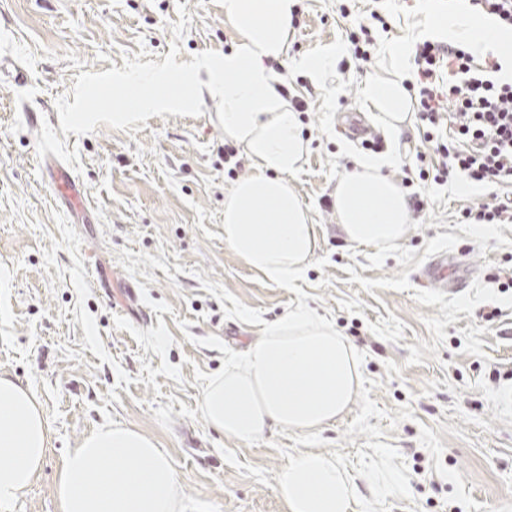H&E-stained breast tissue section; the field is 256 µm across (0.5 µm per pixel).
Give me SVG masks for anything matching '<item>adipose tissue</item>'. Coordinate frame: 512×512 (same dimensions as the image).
Listing matches in <instances>:
<instances>
[{"mask_svg": "<svg viewBox=\"0 0 512 512\" xmlns=\"http://www.w3.org/2000/svg\"><path fill=\"white\" fill-rule=\"evenodd\" d=\"M296 0H224V18L240 33L236 50L210 69L207 83L186 80L170 91L173 104L200 92L219 96L226 138L241 145L254 172L224 192V240L251 270L280 285L300 278L317 236L288 177L309 150L297 112L276 91L266 60L288 42ZM437 32L469 43L473 53L512 48V36L493 20L467 13L445 18ZM392 77L370 82L367 100L391 130L407 118L400 70L403 45H387ZM384 160L360 158L339 179L334 210L339 232L355 246L388 250L408 234L409 205L400 185L384 175ZM361 382L353 345L328 320L299 306L282 315L204 391L211 427L250 439L277 427L300 433L336 421ZM49 436L43 411L28 388L0 372V512L31 485ZM286 512H355L358 486L333 456L304 450L276 478ZM59 512H181L178 478L168 453L140 431L94 429L63 460L56 487Z\"/></svg>", "mask_w": 512, "mask_h": 512, "instance_id": "obj_1", "label": "adipose tissue"}]
</instances>
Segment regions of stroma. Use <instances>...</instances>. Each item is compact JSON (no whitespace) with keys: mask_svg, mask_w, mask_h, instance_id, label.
Segmentation results:
<instances>
[{"mask_svg":"<svg viewBox=\"0 0 512 512\" xmlns=\"http://www.w3.org/2000/svg\"><path fill=\"white\" fill-rule=\"evenodd\" d=\"M468 0H297L274 80L307 101L309 152L291 183L318 247L285 288L248 269L224 241V163L217 101L133 107L223 62L239 42L224 0H0V372L38 400L49 428L44 463L10 512H59L67 453L119 424L165 448L185 512H284L278 472L301 450L336 457L357 483L356 512H512V224H465L463 210L512 196L461 178L420 184L426 208L407 237L379 251L345 242L333 197L358 142L342 117L364 116L382 139L384 174L402 181L417 154L436 160L416 112L389 132L365 98L387 77L383 49L434 39L427 6ZM388 17L363 71L321 74L318 54L348 56L345 31ZM26 71L12 82L13 65ZM36 113L30 124L27 113ZM79 179L88 212L55 196L43 156ZM447 257L458 289L426 288ZM334 323L356 348L361 385L320 430L282 427L228 439L202 412L207 383L266 326L296 306ZM393 470L404 494L376 497L371 474Z\"/></svg>","mask_w":512,"mask_h":512,"instance_id":"1","label":"stroma"}]
</instances>
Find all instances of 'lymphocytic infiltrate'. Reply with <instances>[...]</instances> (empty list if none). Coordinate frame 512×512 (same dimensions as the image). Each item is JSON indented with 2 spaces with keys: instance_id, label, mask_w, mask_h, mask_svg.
Returning a JSON list of instances; mask_svg holds the SVG:
<instances>
[{
  "instance_id": "lymphocytic-infiltrate-1",
  "label": "lymphocytic infiltrate",
  "mask_w": 512,
  "mask_h": 512,
  "mask_svg": "<svg viewBox=\"0 0 512 512\" xmlns=\"http://www.w3.org/2000/svg\"><path fill=\"white\" fill-rule=\"evenodd\" d=\"M415 79L406 89L433 142L439 163L419 167L420 180L512 183V81L475 73L474 58L460 42L416 43ZM449 66L447 85L436 81Z\"/></svg>"
}]
</instances>
